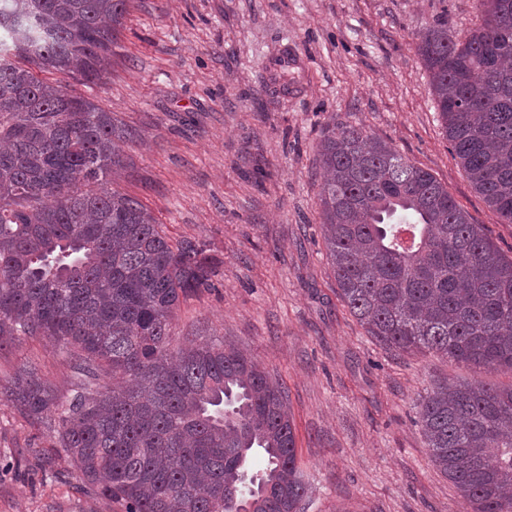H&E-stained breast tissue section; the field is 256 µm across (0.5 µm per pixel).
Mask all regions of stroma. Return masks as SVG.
I'll use <instances>...</instances> for the list:
<instances>
[{
    "label": "stroma",
    "mask_w": 512,
    "mask_h": 512,
    "mask_svg": "<svg viewBox=\"0 0 512 512\" xmlns=\"http://www.w3.org/2000/svg\"><path fill=\"white\" fill-rule=\"evenodd\" d=\"M440 22L464 35L480 22L478 0H131L109 79L45 76L129 129L115 189L171 243L204 244L211 285L181 302L170 348L231 343L282 384L304 512H471L433 465L418 406L447 379L512 384L511 371L369 336L338 295L320 228L319 145L353 124L430 172L512 257V224L450 153L416 53ZM284 55L287 71L273 70ZM26 368L70 394L51 342L0 351V384ZM55 442L0 401V512H120L77 491L67 461L45 474L34 452Z\"/></svg>",
    "instance_id": "stroma-1"
}]
</instances>
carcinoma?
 I'll return each instance as SVG.
<instances>
[{
  "instance_id": "obj_1",
  "label": "carcinoma",
  "mask_w": 512,
  "mask_h": 512,
  "mask_svg": "<svg viewBox=\"0 0 512 512\" xmlns=\"http://www.w3.org/2000/svg\"><path fill=\"white\" fill-rule=\"evenodd\" d=\"M478 2L479 25L431 26L417 53L452 154L512 224V0ZM129 3L0 0V351L53 340L75 380L63 397L24 370L0 399L53 428L48 466L63 451L81 487L123 512H303L284 388L222 342L170 352L181 300L209 285L203 249L172 245L138 198L108 187L130 135L112 113L34 73L108 79ZM320 157L323 239L367 333L512 371V260L484 226L359 126L330 128ZM418 422L471 512H512V384L447 380Z\"/></svg>"
}]
</instances>
